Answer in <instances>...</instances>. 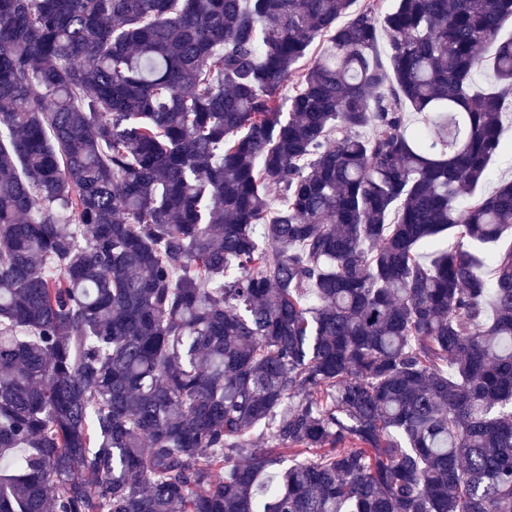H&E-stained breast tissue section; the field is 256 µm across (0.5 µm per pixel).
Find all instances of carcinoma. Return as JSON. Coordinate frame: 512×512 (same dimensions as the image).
<instances>
[{
    "instance_id": "obj_1",
    "label": "carcinoma",
    "mask_w": 512,
    "mask_h": 512,
    "mask_svg": "<svg viewBox=\"0 0 512 512\" xmlns=\"http://www.w3.org/2000/svg\"><path fill=\"white\" fill-rule=\"evenodd\" d=\"M356 2L0 0V512H512V0Z\"/></svg>"
}]
</instances>
